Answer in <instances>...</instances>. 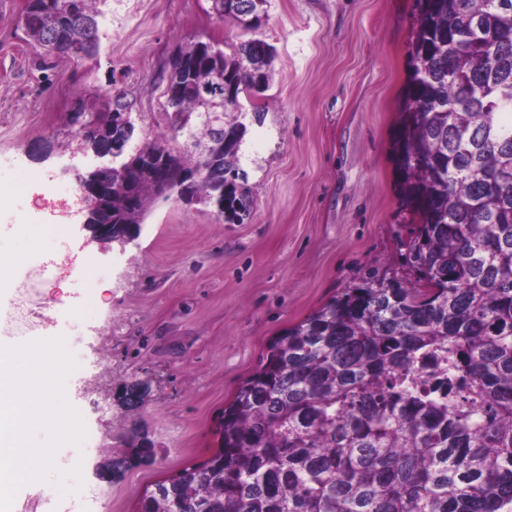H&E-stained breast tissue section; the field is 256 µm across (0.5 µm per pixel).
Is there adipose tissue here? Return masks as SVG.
<instances>
[{
	"label": "adipose tissue",
	"mask_w": 512,
	"mask_h": 512,
	"mask_svg": "<svg viewBox=\"0 0 512 512\" xmlns=\"http://www.w3.org/2000/svg\"><path fill=\"white\" fill-rule=\"evenodd\" d=\"M32 348L13 345L0 351V512L12 507L20 489L31 486L45 460L42 450L29 447L31 426L52 423L57 413L49 402L55 378L19 370V358Z\"/></svg>",
	"instance_id": "adipose-tissue-1"
}]
</instances>
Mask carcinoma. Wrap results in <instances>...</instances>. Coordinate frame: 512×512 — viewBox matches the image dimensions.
Segmentation results:
<instances>
[{"instance_id": "carcinoma-1", "label": "carcinoma", "mask_w": 512, "mask_h": 512, "mask_svg": "<svg viewBox=\"0 0 512 512\" xmlns=\"http://www.w3.org/2000/svg\"><path fill=\"white\" fill-rule=\"evenodd\" d=\"M98 2L27 0L42 64L77 46L96 56ZM177 53L200 60L191 77L168 73L170 139L122 137L118 88L78 99L65 122L67 148L123 151L93 209L117 244L170 198L162 170L210 169L187 193H224L228 224L251 217L241 97L268 88L274 48L251 38L216 54L193 39ZM216 69L220 94L204 91ZM217 103L237 149L206 157ZM392 161L414 278L366 276L289 325L224 406L221 447L139 512H512V0H416Z\"/></svg>"}]
</instances>
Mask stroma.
Returning a JSON list of instances; mask_svg holds the SVG:
<instances>
[{
	"mask_svg": "<svg viewBox=\"0 0 512 512\" xmlns=\"http://www.w3.org/2000/svg\"><path fill=\"white\" fill-rule=\"evenodd\" d=\"M26 0H0V340L71 353L54 403L67 430L31 429L51 459L14 512H136L155 483L206 460L269 341L370 273L404 275V210L391 157L414 0H269L255 31L211 0H101L95 59L38 67ZM274 45L242 147L246 224L171 198L125 246L92 240L75 202L81 164L61 138L77 96L124 89L162 112L178 43Z\"/></svg>",
	"mask_w": 512,
	"mask_h": 512,
	"instance_id": "1",
	"label": "stroma"
}]
</instances>
